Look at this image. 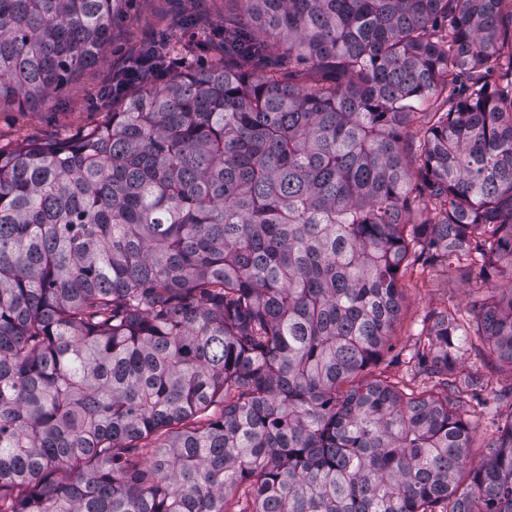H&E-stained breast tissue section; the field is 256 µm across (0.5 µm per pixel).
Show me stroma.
<instances>
[{
  "label": "stroma",
  "instance_id": "35a3bbf8",
  "mask_svg": "<svg viewBox=\"0 0 512 512\" xmlns=\"http://www.w3.org/2000/svg\"><path fill=\"white\" fill-rule=\"evenodd\" d=\"M187 13L201 18L196 27L198 41L208 40L224 16V0H133L126 16L113 26L103 61L81 71L65 91L47 95L36 108L0 107V149L10 151L27 143L57 141L101 123L106 112L95 99L107 75L124 65L144 40L180 33L182 17ZM399 288L402 315L391 331L392 349L377 369L407 381L414 377L408 355L430 316L444 310L469 316L472 302L485 298L487 291L471 270L450 277L430 269H411L401 277ZM456 371L461 378L482 375L487 383L477 401L469 402L464 409L465 417L474 416L480 422V432L468 450L467 466L459 474L460 483L465 485L470 481L471 469L487 455L486 444L495 421L507 414L496 395L512 387V373L491 361L477 339L460 352Z\"/></svg>",
  "mask_w": 512,
  "mask_h": 512
}]
</instances>
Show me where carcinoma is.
Here are the masks:
<instances>
[{"instance_id":"carcinoma-1","label":"carcinoma","mask_w":512,"mask_h":512,"mask_svg":"<svg viewBox=\"0 0 512 512\" xmlns=\"http://www.w3.org/2000/svg\"><path fill=\"white\" fill-rule=\"evenodd\" d=\"M227 2L206 66L150 44L106 122L0 151V512H512V414L458 482L453 366L476 334L512 368V0ZM122 9L0 0V105ZM417 264L497 288L433 315L415 389L370 368Z\"/></svg>"}]
</instances>
